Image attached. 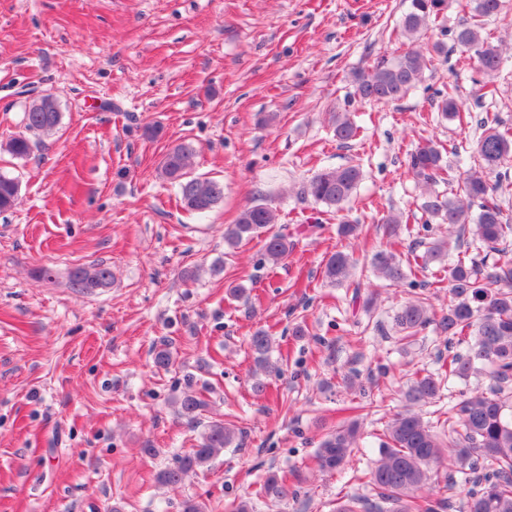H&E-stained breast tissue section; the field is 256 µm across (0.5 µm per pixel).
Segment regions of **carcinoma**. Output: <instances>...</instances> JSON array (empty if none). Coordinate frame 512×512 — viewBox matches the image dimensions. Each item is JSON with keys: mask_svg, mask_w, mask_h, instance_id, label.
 <instances>
[{"mask_svg": "<svg viewBox=\"0 0 512 512\" xmlns=\"http://www.w3.org/2000/svg\"><path fill=\"white\" fill-rule=\"evenodd\" d=\"M473 2L469 19L450 34L464 60L473 63L480 76L476 84L492 96L495 78L507 69L509 59L483 31L487 22L501 19L502 0ZM447 10L448 0H410L402 19L404 35L414 38ZM443 51L439 43L426 51L411 43L391 59L382 58L368 69L355 70L351 75L355 94L370 103L399 101L424 81L433 56ZM457 91V85L450 83L433 92L438 111L448 121L462 119ZM60 124L61 112L52 95L33 100L24 112V131L6 144L7 151L17 158L28 157ZM333 124L336 139L342 143L358 134L347 111L334 113ZM479 126L482 133L471 148L474 165L466 170L447 164L440 145L433 141L417 146L409 156V171L424 188L419 205L421 230L428 233L433 224H446L448 235L430 241L419 237L416 244L424 250L411 247L404 258L392 249L373 255L378 278L411 289V298L392 318L398 342L411 344L429 326H435L448 348V369L417 374L410 380L402 393L405 408L387 422L380 434L378 458L359 476L375 490V497L339 501L334 512H449L458 496L454 476L441 473L449 464L471 480L466 512H512V259L508 257L512 224L502 222L497 194L512 161V131L500 129L496 116L488 113ZM195 157L191 144H177L165 153L160 171L177 186L184 207L203 216L224 197V184L194 176ZM362 179L363 172L355 164L326 168L304 182L297 195L323 205V213L333 216L344 210ZM440 185L448 192L438 190ZM19 193L18 180L0 173L1 212L16 205ZM277 221L276 213L266 205L247 206L224 231V244L234 249L244 240L257 238L263 241L258 263L275 266L292 248L287 235L273 231ZM384 223L388 235L397 240L408 230V217L402 212L389 214ZM467 234L472 236L476 255L450 258ZM356 265L353 255L334 253L325 261L323 277L332 285L346 283L359 289ZM435 266L448 267V278L429 280L427 275ZM111 280L112 270L103 263L78 266L69 273L70 287L80 293L106 288ZM442 287L448 288V310L438 313L430 303V289ZM272 347L271 336L264 329L249 337L254 356L252 389L257 394L266 389L262 376L276 370L270 362ZM473 375L488 377V387L454 398L446 406L441 404L446 386ZM206 406L196 394L187 393L176 401L177 415L189 425L198 423ZM238 439L234 425L210 423L195 448L157 473V482L180 484L190 473L209 466ZM357 447V424L330 430L315 451L318 469L339 470ZM260 494L286 501L296 498L298 490L271 472Z\"/></svg>", "mask_w": 512, "mask_h": 512, "instance_id": "cac0c4a2", "label": "carcinoma"}]
</instances>
